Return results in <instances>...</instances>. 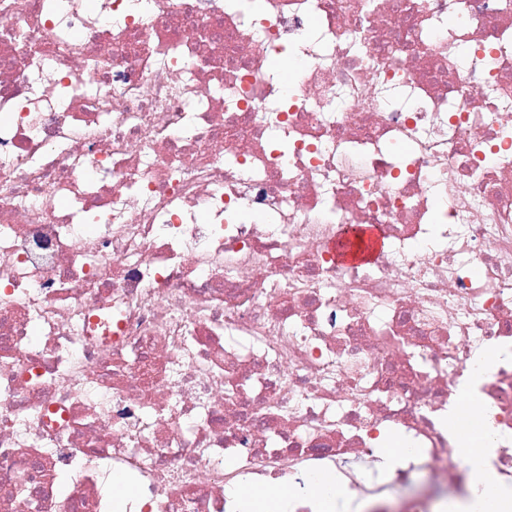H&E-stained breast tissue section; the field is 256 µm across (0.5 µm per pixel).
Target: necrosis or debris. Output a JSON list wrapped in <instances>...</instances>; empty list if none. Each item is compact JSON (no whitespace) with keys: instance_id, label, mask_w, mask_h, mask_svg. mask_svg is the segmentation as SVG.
Wrapping results in <instances>:
<instances>
[{"instance_id":"necrosis-or-debris-1","label":"necrosis or debris","mask_w":512,"mask_h":512,"mask_svg":"<svg viewBox=\"0 0 512 512\" xmlns=\"http://www.w3.org/2000/svg\"><path fill=\"white\" fill-rule=\"evenodd\" d=\"M100 2L0 0V512H432L492 348L512 489V0ZM360 234L362 235L364 248L355 254L347 252L344 246L351 237L355 239L354 233H349L345 238L336 242V252L340 260L344 262H369L380 253L382 248L381 235L375 227L362 228ZM235 494L242 507L248 512H285L288 506V500L293 496L292 489L286 486H268L265 489L251 485H240ZM257 505H261V510H255Z\"/></svg>"}]
</instances>
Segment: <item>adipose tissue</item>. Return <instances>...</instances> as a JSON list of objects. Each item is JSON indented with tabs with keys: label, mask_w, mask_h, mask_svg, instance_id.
<instances>
[{
	"label": "adipose tissue",
	"mask_w": 512,
	"mask_h": 512,
	"mask_svg": "<svg viewBox=\"0 0 512 512\" xmlns=\"http://www.w3.org/2000/svg\"><path fill=\"white\" fill-rule=\"evenodd\" d=\"M496 360L495 354L485 355L460 384L454 412L468 421L467 427L460 433L461 447L468 454L488 447L493 439L490 418L486 410L480 407V387L492 372ZM235 494L240 505L247 508L248 512H286L293 491L285 486L261 489L243 484L236 489Z\"/></svg>",
	"instance_id": "1"
}]
</instances>
